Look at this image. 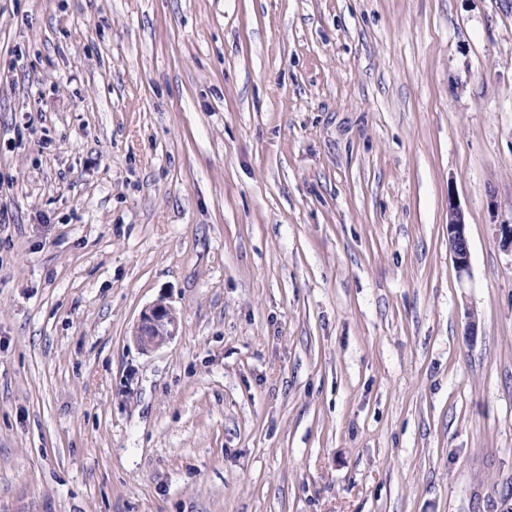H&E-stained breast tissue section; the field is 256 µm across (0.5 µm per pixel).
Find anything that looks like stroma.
Instances as JSON below:
<instances>
[{
    "label": "stroma",
    "mask_w": 512,
    "mask_h": 512,
    "mask_svg": "<svg viewBox=\"0 0 512 512\" xmlns=\"http://www.w3.org/2000/svg\"><path fill=\"white\" fill-rule=\"evenodd\" d=\"M0 209V512H512V0H0ZM465 214L452 199L448 200V244L457 273L461 276L470 269V246L466 234ZM179 330L175 310L163 301L146 306L131 330L133 342L142 351L159 349L170 343Z\"/></svg>",
    "instance_id": "stroma-1"
}]
</instances>
